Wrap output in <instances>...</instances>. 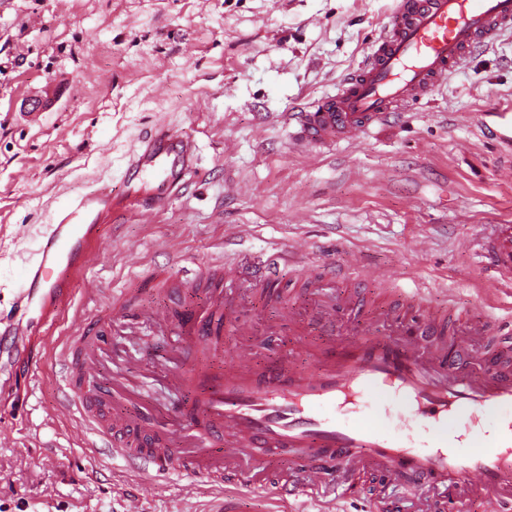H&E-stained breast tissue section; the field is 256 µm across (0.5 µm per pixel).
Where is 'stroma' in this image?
Returning a JSON list of instances; mask_svg holds the SVG:
<instances>
[{"label": "stroma", "mask_w": 512, "mask_h": 512, "mask_svg": "<svg viewBox=\"0 0 512 512\" xmlns=\"http://www.w3.org/2000/svg\"><path fill=\"white\" fill-rule=\"evenodd\" d=\"M394 0H0V316L13 311L25 261L45 225L81 198L123 187L126 156L156 124L193 138L203 177L168 209L144 220L124 214L103 225L99 255L62 306L56 333L97 319L118 288L186 318L212 300L181 282L216 262L242 265L240 329L217 358L253 349L258 372L289 344L283 305L317 331L314 303L344 290L307 287L327 260L363 271V294L380 299L424 287L428 305L461 330L486 302L478 247L512 223V152L480 133L483 113L512 106V33L472 53L429 97L393 123L335 149L294 148L286 113L335 94L366 59ZM44 101L41 109L30 98ZM302 257L280 288L262 289L256 260L284 250ZM169 274L178 288L163 291ZM101 383L145 385L117 400L127 413L172 422L200 419L193 394L171 390L170 373L197 352L156 329L130 336L112 323ZM0 382L22 380L25 402L0 395V512H211L214 495L190 473L151 478L113 456L88 454L60 411L62 370L32 338L0 335ZM306 462L298 448H256L243 460L252 485L246 512H274L275 477ZM343 512L377 500L397 512H433L442 487L354 480Z\"/></svg>", "instance_id": "obj_1"}]
</instances>
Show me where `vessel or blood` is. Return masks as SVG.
<instances>
[{"instance_id":"1","label":"vessel or blood","mask_w":512,"mask_h":512,"mask_svg":"<svg viewBox=\"0 0 512 512\" xmlns=\"http://www.w3.org/2000/svg\"><path fill=\"white\" fill-rule=\"evenodd\" d=\"M512 32V0H399L381 36L357 71L334 95L291 113V135L300 148L333 149L370 128L390 122L411 100L428 96L477 49ZM197 170L194 140L161 125L142 136L127 161L121 194L83 198L54 224L46 225L27 261L15 295L19 311L37 307V335L57 322L75 282L98 249L99 228L116 214L149 218L165 211L183 193ZM496 286L512 287V224L498 225L478 251ZM297 253H275L266 266L264 286H278L283 270L299 266ZM326 280L360 282L353 262L325 263ZM112 309L130 329L164 321V314L112 296ZM350 293L341 292L318 320L321 342L305 351L289 350L268 377H260L251 354L241 351L227 367L200 363L171 383L199 392V407L209 428L193 432L201 447L224 442L225 455L243 448H299L308 459L303 483H283L282 502L316 499L334 512L351 486L335 494L316 487L330 461L343 470L374 468L392 476L405 472L415 482L441 486L495 488L484 512H512V421L486 427L485 419L512 409V352L492 353L493 369L466 374L467 345L488 336L512 334V307L467 314L466 345L448 351L447 315L429 308L420 290L399 295L395 313L376 312L370 323L343 331L338 313L356 312ZM105 319L61 340L56 355L64 373L61 410L83 422L81 442L111 447L115 456L139 465L154 477L173 471L184 436L166 433V448L143 439L149 424L132 416L107 420L85 393L93 379L90 364L104 334ZM183 338L206 345L215 326L200 318L177 328ZM243 481L219 497L214 512H242Z\"/></svg>"}]
</instances>
